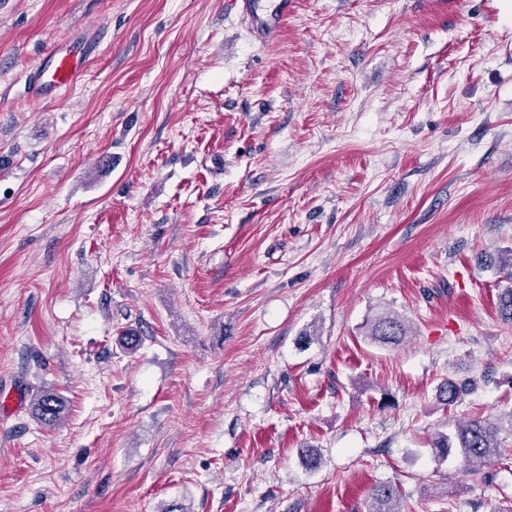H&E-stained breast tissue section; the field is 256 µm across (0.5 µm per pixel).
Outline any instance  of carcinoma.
I'll use <instances>...</instances> for the list:
<instances>
[{"label": "carcinoma", "mask_w": 512, "mask_h": 512, "mask_svg": "<svg viewBox=\"0 0 512 512\" xmlns=\"http://www.w3.org/2000/svg\"><path fill=\"white\" fill-rule=\"evenodd\" d=\"M501 318L512 323V287L504 289L498 298ZM409 328L399 316L391 313L377 316L368 324L367 336L381 345H397L408 336ZM465 386L448 380L438 388L437 398L449 406L457 402ZM66 413V401L52 390L41 392L34 402L33 417L47 427L61 423ZM512 436V410L502 416L472 419L457 427L452 435L441 434L434 442V448L446 452L456 446L460 448L465 463V473L484 481L487 476L482 464L490 456L500 452V436ZM372 504L367 512H403L400 507L402 494L395 484L386 482L374 487L371 492Z\"/></svg>", "instance_id": "obj_1"}]
</instances>
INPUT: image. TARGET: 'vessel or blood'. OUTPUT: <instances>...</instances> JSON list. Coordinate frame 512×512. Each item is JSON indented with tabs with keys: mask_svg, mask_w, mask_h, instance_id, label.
<instances>
[{
	"mask_svg": "<svg viewBox=\"0 0 512 512\" xmlns=\"http://www.w3.org/2000/svg\"><path fill=\"white\" fill-rule=\"evenodd\" d=\"M238 9L255 37L275 41L294 7V0H236ZM98 49L89 42L83 47V59L70 52L52 50L43 56L26 77L25 88L31 100L51 101L77 85L85 68L84 60Z\"/></svg>",
	"mask_w": 512,
	"mask_h": 512,
	"instance_id": "1",
	"label": "vessel or blood"
}]
</instances>
